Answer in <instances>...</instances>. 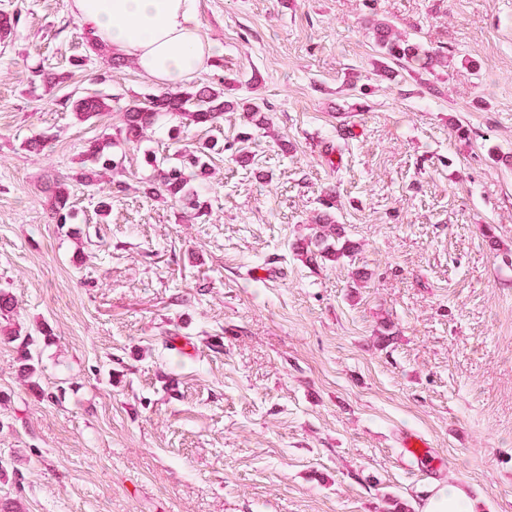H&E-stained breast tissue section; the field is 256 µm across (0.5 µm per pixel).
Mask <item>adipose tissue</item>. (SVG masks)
Wrapping results in <instances>:
<instances>
[{"label":"adipose tissue","instance_id":"1","mask_svg":"<svg viewBox=\"0 0 512 512\" xmlns=\"http://www.w3.org/2000/svg\"><path fill=\"white\" fill-rule=\"evenodd\" d=\"M69 10L91 27L113 54L128 58L157 83L187 81L212 54L201 37L198 0H69ZM421 512H477L460 486H434Z\"/></svg>","mask_w":512,"mask_h":512}]
</instances>
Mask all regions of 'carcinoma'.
Here are the masks:
<instances>
[{"label": "carcinoma", "instance_id": "cac0c4a2", "mask_svg": "<svg viewBox=\"0 0 512 512\" xmlns=\"http://www.w3.org/2000/svg\"><path fill=\"white\" fill-rule=\"evenodd\" d=\"M19 15L8 11L0 12V45H7L16 39L19 26ZM381 54L397 63L433 72L441 64L436 55L431 54L417 43L401 37L393 27L383 20H370ZM34 80L47 86H60L67 82L69 75L47 72L42 69L33 71ZM112 98L99 93L71 94L65 102L74 119L86 122L112 111ZM235 109L234 102L224 97V89L209 85H196L180 89L176 92L162 91L148 95L145 100L133 102L118 112L116 135L105 134L90 141L82 152V162L86 168L77 181L89 187L101 183H112V175L118 171L119 162L112 155V148L117 142L137 148L148 132L153 130L164 119L176 122L170 129L171 138L176 140L174 153L166 157L146 151L143 164L154 172V180L150 182L148 194L154 198L169 199L194 210L191 218L200 215L201 205L194 180L208 175L206 157L213 149L211 144L194 145L179 138L180 129L189 126L212 127L224 117V111ZM241 109L252 126H267L269 119L263 107L255 103H244ZM70 182L54 184L51 193V208L56 223L71 224L75 213L70 205ZM321 232L307 244H298L297 249L310 253V258L338 260L351 252V245L342 241L341 227L332 223L330 215L325 214L318 219ZM17 343L21 376L28 379L36 371L35 358L32 350L36 345L35 337L30 333H21L6 325L0 324V340Z\"/></svg>", "mask_w": 512, "mask_h": 512}]
</instances>
